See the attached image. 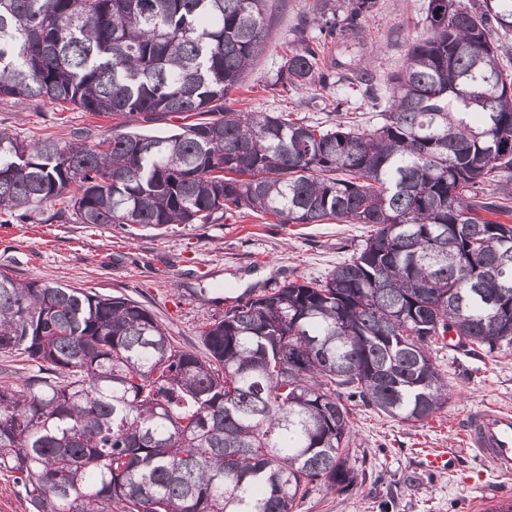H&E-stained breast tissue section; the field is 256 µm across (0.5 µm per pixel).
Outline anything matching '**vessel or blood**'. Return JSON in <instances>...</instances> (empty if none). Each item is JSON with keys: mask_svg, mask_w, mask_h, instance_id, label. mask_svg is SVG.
<instances>
[{"mask_svg": "<svg viewBox=\"0 0 512 512\" xmlns=\"http://www.w3.org/2000/svg\"><path fill=\"white\" fill-rule=\"evenodd\" d=\"M464 441L477 461L494 472L512 473V411L487 406L465 419ZM475 512H512V496L488 492L473 504Z\"/></svg>", "mask_w": 512, "mask_h": 512, "instance_id": "1", "label": "vessel or blood"}]
</instances>
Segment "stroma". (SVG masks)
Segmentation results:
<instances>
[{"label":"stroma","instance_id":"35a3bbf8","mask_svg":"<svg viewBox=\"0 0 512 512\" xmlns=\"http://www.w3.org/2000/svg\"><path fill=\"white\" fill-rule=\"evenodd\" d=\"M268 47L232 93L237 108L286 112L310 124L333 127L357 121L366 130L382 117L351 73H370L375 93L387 97L385 80L398 71L409 42L424 30L427 0H377L364 32L331 45L326 88L282 92L268 83L285 61L297 24L312 19L317 0H270ZM113 118L79 110L56 111L0 98V131L33 142L88 130L110 135ZM363 224H280L245 210L212 224L137 225L13 224L0 239V271L21 280L123 295L141 302L177 348L203 353V324L222 315L232 298L260 294L288 280L325 276L349 259L370 234ZM431 355L448 385V403L428 420L405 423L363 405L352 408L351 463L366 477L346 492L313 488L298 512H469L472 500L493 490L512 494V477L483 467L464 446L462 420L495 404L512 409V343L494 350L448 342ZM444 448L448 468L428 471L425 456Z\"/></svg>","mask_w":512,"mask_h":512}]
</instances>
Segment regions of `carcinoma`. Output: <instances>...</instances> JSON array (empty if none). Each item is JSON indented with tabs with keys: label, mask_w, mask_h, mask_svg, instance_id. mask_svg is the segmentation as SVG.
Returning <instances> with one entry per match:
<instances>
[{
	"label": "carcinoma",
	"mask_w": 512,
	"mask_h": 512,
	"mask_svg": "<svg viewBox=\"0 0 512 512\" xmlns=\"http://www.w3.org/2000/svg\"><path fill=\"white\" fill-rule=\"evenodd\" d=\"M269 0H0V97L99 116L177 114L25 143L0 132V214L27 223L370 224L325 277L241 296L180 350L139 302L0 272V352L45 374L0 385V471L33 512H295L358 484L348 404L406 423L448 403L431 346L512 342V0H427L387 79L383 124L246 112L231 92L265 51ZM295 31L268 88L328 85L327 40Z\"/></svg>",
	"instance_id": "carcinoma-1"
}]
</instances>
